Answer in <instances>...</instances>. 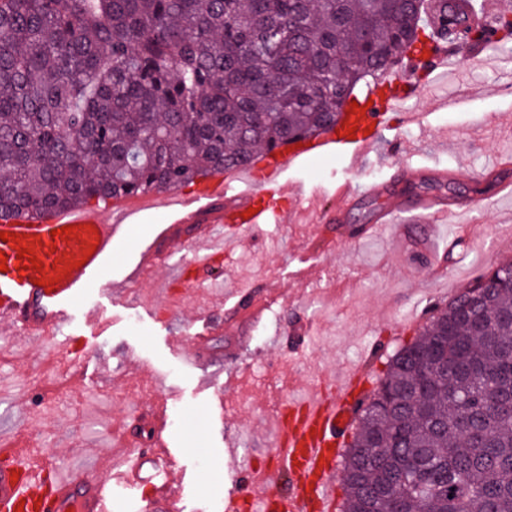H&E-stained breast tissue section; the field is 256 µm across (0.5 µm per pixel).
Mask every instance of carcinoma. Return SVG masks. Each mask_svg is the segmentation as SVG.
<instances>
[{
	"mask_svg": "<svg viewBox=\"0 0 512 512\" xmlns=\"http://www.w3.org/2000/svg\"><path fill=\"white\" fill-rule=\"evenodd\" d=\"M0 0V213L169 190L336 126L473 0ZM434 310L357 404L342 512H512V260Z\"/></svg>",
	"mask_w": 512,
	"mask_h": 512,
	"instance_id": "obj_1",
	"label": "carcinoma"
}]
</instances>
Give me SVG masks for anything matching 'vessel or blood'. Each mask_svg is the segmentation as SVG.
Listing matches in <instances>:
<instances>
[{
  "label": "vessel or blood",
  "instance_id": "1",
  "mask_svg": "<svg viewBox=\"0 0 512 512\" xmlns=\"http://www.w3.org/2000/svg\"><path fill=\"white\" fill-rule=\"evenodd\" d=\"M457 65L455 51L438 38L410 63L411 68L442 75L455 71ZM408 97L398 74H388L359 97V112L341 115L333 131L312 137L310 145L267 154L244 177L235 169L216 172L190 191L168 192L165 205L170 222L161 226L159 239L174 237L175 226H194L193 235L178 238L179 251L204 267L210 255L201 250L200 243L213 236L217 225L233 224L255 235L263 225L289 223L294 210L287 206L280 183L287 168L336 155L344 160L349 174L359 170L369 147L386 139L388 112L402 107ZM351 127L356 130L352 136L347 133ZM386 190V185L350 177L337 186L336 205L327 223L339 222L349 203L359 196ZM155 198V193L148 192L110 197L93 208L0 216V232L20 237L16 243L0 241L8 266L7 272H0V319L24 336H55L72 322L73 309L107 266L115 240L141 212L155 207ZM410 206L425 211L433 224L442 223L449 214L444 202L426 197L411 201ZM66 226L71 227V234H63ZM22 245L38 257L41 269H20L18 248ZM278 302V296L259 298L246 287L235 294L233 307L259 319ZM364 378L363 371L353 367L337 378L335 388H317L303 401L282 404L273 465L253 473L249 491L225 496L224 512H243L252 502L276 505L278 512H334L336 466L350 436ZM169 458L166 448L149 449L115 478L129 487H148L151 502L169 500L174 496L172 483L160 478L162 464ZM105 485L103 479H84L77 473L53 480L41 456L13 451L0 462V512H107Z\"/></svg>",
  "mask_w": 512,
  "mask_h": 512
}]
</instances>
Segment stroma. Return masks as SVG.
<instances>
[{"instance_id": "1", "label": "stroma", "mask_w": 512, "mask_h": 512, "mask_svg": "<svg viewBox=\"0 0 512 512\" xmlns=\"http://www.w3.org/2000/svg\"><path fill=\"white\" fill-rule=\"evenodd\" d=\"M495 60L484 66L457 53L455 76L433 79L397 66L416 89L406 102L419 123L391 112L392 134L410 143L398 154L384 144L368 149L364 180L404 186L401 170H424L415 195L434 197L459 211L462 245L447 249L446 237L428 230L422 213H397L379 236L360 237L389 196L358 198L338 224H268L201 276L202 285L176 289L175 264L137 269L139 252L154 239L165 218L158 208L129 225L112 257L110 272L93 284L79 306L72 333L51 342L18 339L0 328V437L43 454L61 473L84 469L102 475L112 455L148 450L165 442L180 485L178 512H224V495L245 481L240 460H269L270 433L278 403L315 386H330L342 368L363 367L373 388L389 353L409 343L431 305H445L494 260L512 259V197L496 183L512 180L498 168L512 155V53L492 46ZM447 171L438 181L437 171ZM344 175L334 158L314 160L286 177L325 191L319 213L334 199L332 183ZM482 183L483 194L473 193ZM480 210H473L475 202ZM445 259L448 279L434 280L428 267ZM313 264L312 279L298 280ZM254 287L257 296L279 290L290 304L274 306L261 321L226 309L232 288ZM95 322L84 325L83 312ZM211 322L215 356L191 366L196 352L190 334L199 318ZM383 352L370 353L375 338ZM168 402L164 430H156L150 405ZM237 453L229 455L227 443Z\"/></svg>"}]
</instances>
